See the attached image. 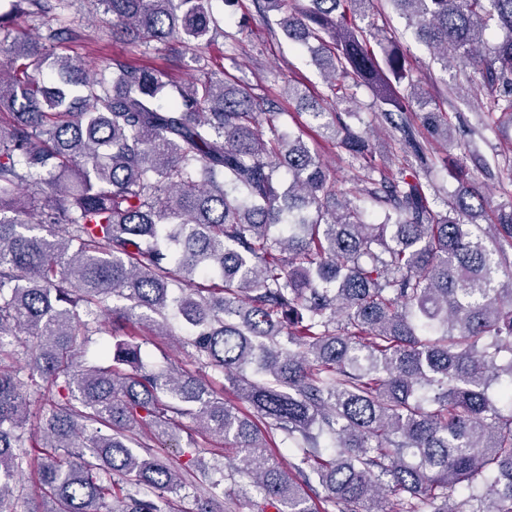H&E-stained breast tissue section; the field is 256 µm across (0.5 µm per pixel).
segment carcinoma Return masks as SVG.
Segmentation results:
<instances>
[{
    "label": "carcinoma",
    "mask_w": 512,
    "mask_h": 512,
    "mask_svg": "<svg viewBox=\"0 0 512 512\" xmlns=\"http://www.w3.org/2000/svg\"><path fill=\"white\" fill-rule=\"evenodd\" d=\"M45 42H0V512L37 465L45 512H512V203L460 188L433 207L408 116L412 53L378 36L374 0H261L342 97L362 86L413 163L385 173L368 138L300 85L288 97L364 171L338 187L302 135L248 88L54 54L73 0H11ZM112 34L155 50L209 41V0H94ZM512 127V0H389ZM368 21V27L358 25ZM500 30L489 44L486 32ZM382 45L377 55L371 40ZM423 125L453 144L446 112ZM368 201L379 210L370 215ZM220 275L223 286L198 280ZM181 318L196 373L146 366L130 332ZM109 327L101 364L82 348ZM224 372L248 416L205 378ZM42 389L40 434L27 390ZM182 418L231 441L176 462L149 441ZM280 437L289 469L270 448ZM397 507L387 508L389 497Z\"/></svg>",
    "instance_id": "carcinoma-1"
}]
</instances>
